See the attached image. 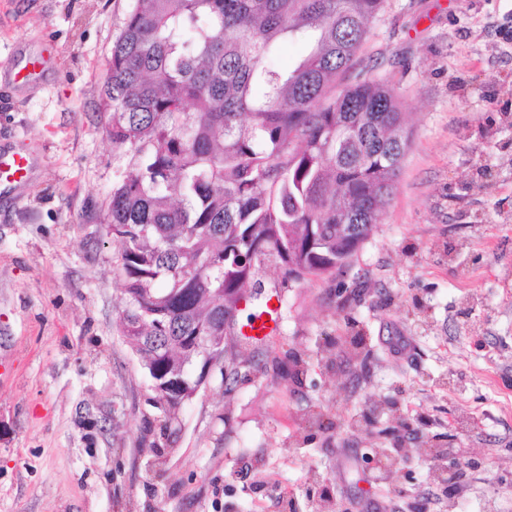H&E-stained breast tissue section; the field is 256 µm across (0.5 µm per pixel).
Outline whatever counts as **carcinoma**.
I'll list each match as a JSON object with an SVG mask.
<instances>
[{
	"label": "carcinoma",
	"instance_id": "carcinoma-1",
	"mask_svg": "<svg viewBox=\"0 0 512 512\" xmlns=\"http://www.w3.org/2000/svg\"><path fill=\"white\" fill-rule=\"evenodd\" d=\"M382 2L136 0L101 101L131 154L107 229L143 363L182 361V336H241L217 315L258 299L261 269L333 274L359 251L336 225L364 242L381 221L410 148L394 90L354 64ZM288 41L305 54L279 69Z\"/></svg>",
	"mask_w": 512,
	"mask_h": 512
}]
</instances>
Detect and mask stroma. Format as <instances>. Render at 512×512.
<instances>
[{
    "label": "stroma",
    "instance_id": "35a3bbf8",
    "mask_svg": "<svg viewBox=\"0 0 512 512\" xmlns=\"http://www.w3.org/2000/svg\"><path fill=\"white\" fill-rule=\"evenodd\" d=\"M133 5L0 0V148L34 164L0 193V512H512V0H383L357 67L411 145L381 223L346 271L259 272L279 335L170 425L106 231L130 155L99 90Z\"/></svg>",
    "mask_w": 512,
    "mask_h": 512
}]
</instances>
